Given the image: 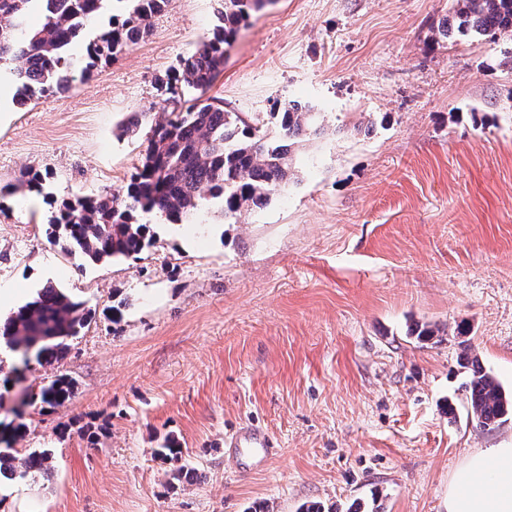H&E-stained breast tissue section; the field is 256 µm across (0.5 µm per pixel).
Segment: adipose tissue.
Here are the masks:
<instances>
[{"instance_id": "1", "label": "adipose tissue", "mask_w": 512, "mask_h": 512, "mask_svg": "<svg viewBox=\"0 0 512 512\" xmlns=\"http://www.w3.org/2000/svg\"><path fill=\"white\" fill-rule=\"evenodd\" d=\"M448 512H512V447L469 456L449 484Z\"/></svg>"}]
</instances>
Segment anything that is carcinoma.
Wrapping results in <instances>:
<instances>
[{
  "label": "carcinoma",
  "mask_w": 512,
  "mask_h": 512,
  "mask_svg": "<svg viewBox=\"0 0 512 512\" xmlns=\"http://www.w3.org/2000/svg\"><path fill=\"white\" fill-rule=\"evenodd\" d=\"M170 0H0V67L12 66L17 83L15 102L25 106L46 101L71 88L72 71L86 76L101 63L124 54L149 34L150 19ZM267 0H224L218 24L194 51L158 78L156 90L171 111L152 117L141 164L124 190L112 196H82L63 202L49 219V238L70 255L93 263L137 261L153 245L141 213H161L172 222L191 221L203 201L221 200L220 217L238 223L243 213L266 204L293 178V153L309 131L321 130L318 116L298 102L277 107L259 121L205 97L224 69V58L241 24ZM458 29L464 34L495 38L512 35V0H458ZM43 15L39 28L28 14ZM109 15V26L89 42L84 61L70 54L71 45L90 24ZM42 174L26 170L21 184L43 192ZM95 317V311L48 284L32 301L0 320V342L17 351L34 347L36 362L53 367L67 355L69 341ZM470 375L468 415L483 429L512 419V393L487 372L479 359L463 352L457 359ZM75 382L57 373L30 396V405L44 410L68 402ZM20 422L0 431V475L20 473L50 480L54 474L49 449L19 455L13 445L27 434ZM157 455L168 465L170 490L192 478L182 463L183 448L170 436Z\"/></svg>",
  "instance_id": "cac0c4a2"
}]
</instances>
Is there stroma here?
Here are the masks:
<instances>
[{
	"mask_svg": "<svg viewBox=\"0 0 512 512\" xmlns=\"http://www.w3.org/2000/svg\"><path fill=\"white\" fill-rule=\"evenodd\" d=\"M221 7L170 0L117 61L23 110L0 76V316L48 282L96 309L60 364L68 403L23 406L54 371L35 363L0 401V423L29 425L17 449L55 466L48 483L1 479L0 512H447L473 450L512 446V419L470 421L457 366L469 347L512 391V38L456 32V0H273L208 94L259 117L317 112L295 178L236 224L214 200L191 224L142 215L153 245L135 262L64 253L51 202L121 191L147 146L123 124ZM27 169L43 196L20 187ZM414 322L439 336L416 342ZM91 421L106 425L93 445ZM244 426L271 448H225ZM169 435L198 473L174 491L155 457Z\"/></svg>",
	"mask_w": 512,
	"mask_h": 512,
	"instance_id": "35a3bbf8",
	"label": "stroma"
}]
</instances>
